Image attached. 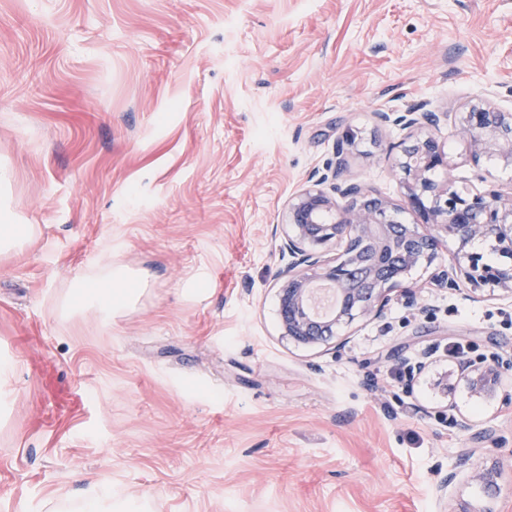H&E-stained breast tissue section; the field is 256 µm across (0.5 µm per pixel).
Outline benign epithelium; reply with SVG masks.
Wrapping results in <instances>:
<instances>
[{"label": "benign epithelium", "mask_w": 512, "mask_h": 512, "mask_svg": "<svg viewBox=\"0 0 512 512\" xmlns=\"http://www.w3.org/2000/svg\"><path fill=\"white\" fill-rule=\"evenodd\" d=\"M377 124L410 130L396 163L405 188L406 206L372 194L363 185L343 177L345 146L355 142L348 132L337 143L336 167L288 202V236L282 253L288 263L279 269V317L284 335L304 345L326 344L338 329L357 318L382 321L389 295L403 296L412 287L404 281L422 260L435 256L442 236L452 235L466 247L475 239L494 238L512 245V192L491 188L463 195L436 182L431 169L447 166V155L433 131L448 120L446 112H378ZM457 132L470 147L471 159L496 160L512 167V113L503 112L477 97L458 119ZM415 213L420 224H409L404 212ZM344 243L343 252L324 256L321 248ZM478 288H498L512 295V265L491 266L476 252H463L456 264L440 270L430 287L458 288L459 276ZM491 363L460 362L462 377L480 394L497 382Z\"/></svg>", "instance_id": "obj_1"}]
</instances>
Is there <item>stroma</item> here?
<instances>
[{
	"label": "stroma",
	"mask_w": 512,
	"mask_h": 512,
	"mask_svg": "<svg viewBox=\"0 0 512 512\" xmlns=\"http://www.w3.org/2000/svg\"><path fill=\"white\" fill-rule=\"evenodd\" d=\"M479 95L512 111V0H0V214L37 229L0 253V512L97 479L148 512H512V368L477 396L448 353L511 354L512 295L424 288L453 237L339 350L284 336L274 280L344 129L345 178L400 205L375 113ZM436 136L438 180L512 187ZM110 263L147 279L105 324L73 280Z\"/></svg>",
	"instance_id": "stroma-1"
}]
</instances>
